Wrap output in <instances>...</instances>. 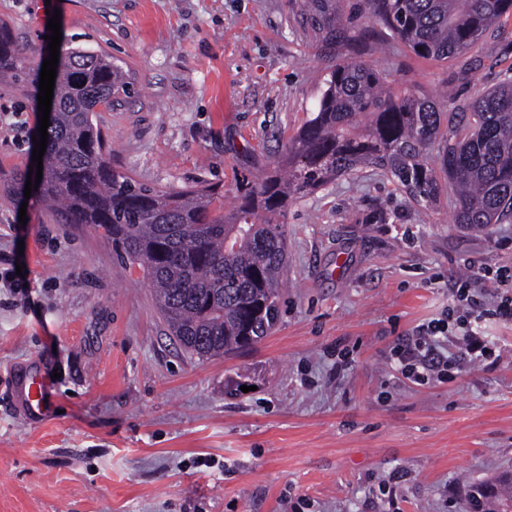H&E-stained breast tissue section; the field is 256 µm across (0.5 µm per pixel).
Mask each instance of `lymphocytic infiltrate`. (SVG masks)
Masks as SVG:
<instances>
[{
    "label": "lymphocytic infiltrate",
    "instance_id": "1",
    "mask_svg": "<svg viewBox=\"0 0 512 512\" xmlns=\"http://www.w3.org/2000/svg\"><path fill=\"white\" fill-rule=\"evenodd\" d=\"M483 280L494 288L486 306L475 303L471 297L472 289ZM488 319L512 323L511 267L484 268L478 279L458 278L446 316L419 325L414 335L399 339L393 347L392 357L399 372L412 384L424 386L435 380H453L462 367L494 359L495 352L483 331V323ZM450 337L456 338L457 344L454 352L446 356L441 348Z\"/></svg>",
    "mask_w": 512,
    "mask_h": 512
}]
</instances>
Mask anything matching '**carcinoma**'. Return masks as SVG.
I'll list each match as a JSON object with an SVG mask.
<instances>
[{"label": "carcinoma", "instance_id": "1", "mask_svg": "<svg viewBox=\"0 0 512 512\" xmlns=\"http://www.w3.org/2000/svg\"><path fill=\"white\" fill-rule=\"evenodd\" d=\"M390 36L418 56L447 60L473 46L512 0H367ZM303 22L317 41L341 35L337 0H305ZM23 52L0 25V75L39 90ZM130 91L128 77L101 50L60 47L38 199L60 209L65 224H87L111 240L121 262L139 265L153 288L170 335L192 356L209 359L265 338L279 317L286 264V225L276 217L305 196L374 165L417 201L440 186L428 163L437 150L457 191L455 223L485 229L512 220V82L482 93L463 132L441 143L437 104L396 96L370 64L336 65L317 111L288 146L280 169L240 186L239 203L224 212L216 188L166 191L112 170L97 109ZM367 116L363 131L356 117ZM469 512H512V481L477 488Z\"/></svg>", "mask_w": 512, "mask_h": 512}]
</instances>
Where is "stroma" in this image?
<instances>
[{"label": "stroma", "instance_id": "stroma-1", "mask_svg": "<svg viewBox=\"0 0 512 512\" xmlns=\"http://www.w3.org/2000/svg\"><path fill=\"white\" fill-rule=\"evenodd\" d=\"M51 6L63 40L112 54L135 89L96 115L113 169L167 191L217 187L228 209L239 179L281 161L340 61L433 100L444 137L512 81V15L435 61L392 38L372 53L315 43L298 0H0L33 71ZM38 119L37 99L0 78V180L28 171ZM437 179L429 204L372 168L292 200L277 324L204 361L172 343L111 241L0 194V269L24 264L29 288L0 291V512H461L512 471V324H485L495 369L451 382L403 381L390 350L447 309L452 280L512 266V223L461 228ZM28 370L50 379L49 416L21 410Z\"/></svg>", "mask_w": 512, "mask_h": 512}]
</instances>
